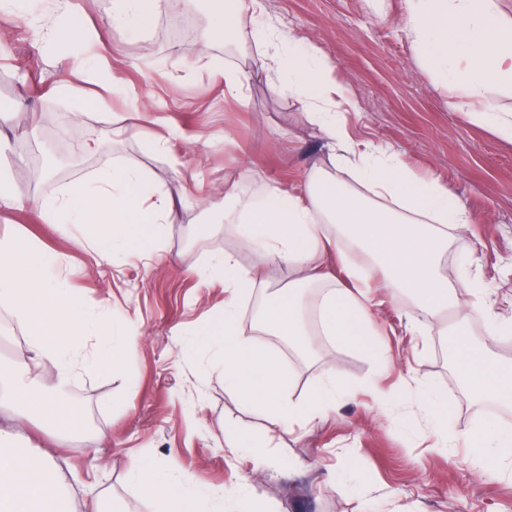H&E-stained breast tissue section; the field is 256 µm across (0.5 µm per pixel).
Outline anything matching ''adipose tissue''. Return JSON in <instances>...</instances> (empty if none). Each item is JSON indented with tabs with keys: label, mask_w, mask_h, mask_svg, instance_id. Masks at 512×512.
<instances>
[{
	"label": "adipose tissue",
	"mask_w": 512,
	"mask_h": 512,
	"mask_svg": "<svg viewBox=\"0 0 512 512\" xmlns=\"http://www.w3.org/2000/svg\"><path fill=\"white\" fill-rule=\"evenodd\" d=\"M410 32L418 52L440 66L451 109L466 113L499 137L512 140V113L501 112L485 98L487 80L512 88V19L501 15L495 0H408ZM257 16L253 36L257 43L272 40L274 31L261 21L260 0H225L212 14L211 33L230 31L243 7ZM163 0H112L107 24L114 32L134 34L161 11ZM64 43H92L87 68L110 61L115 42L99 30L86 29L68 9H61L54 29ZM332 67L316 61L313 48L296 37L288 39V79L271 81L277 92L288 89L310 108L315 125L326 138L330 167L309 170L302 183L287 190L270 187L266 204H258L237 187L224 192V207L215 223L238 227L243 247L253 251L258 265L288 267L295 279L287 297L271 301L256 320L266 336L307 335L300 299L305 288L321 281L327 288L317 308L321 335L365 342L372 334L371 298L366 280L355 269L359 294L329 286V274H312L317 262L342 256L349 248L364 251L390 287L412 295L420 311L439 320L453 340L451 358L461 381L476 399L512 405V364L492 357L486 348L458 332L462 312L484 316L488 333L498 341L512 339V317L494 311L480 280H464L472 299L459 303L441 263L448 250V230L469 223L467 211L446 186L417 183L400 156L380 145L357 143L344 127V113L330 103ZM354 169L368 195L347 190L339 171ZM184 185L171 191L152 188L145 174L120 164L68 187L54 197H31L0 164V202L28 205L46 224L78 245L93 248L96 260L110 262L113 248L125 245L131 232L143 224L167 223L175 197H187ZM60 254L37 247L29 239L0 238V310L21 322L41 366L53 369L50 386L24 384L14 373L0 372V410L29 420L52 434L59 444L75 435L76 411L66 402V389L78 371L99 369L103 359L126 356L137 329L131 319L113 320L111 314L88 307L68 286ZM210 274L224 279V330L219 342L224 383L235 391L242 407L273 422L292 425L326 416L343 394L335 376L320 382L314 396L291 394L293 375L265 347L241 340L234 331L241 299L252 280L232 254L215 255ZM19 429L0 427V512H72L63 471L51 458L33 456L21 448ZM476 442L481 471L506 475L512 471V432L498 426L480 432L465 431ZM130 484L162 501L164 512H221L224 492L202 489L192 479H171L157 465L131 459L126 470Z\"/></svg>",
	"instance_id": "ef3b65f1"
}]
</instances>
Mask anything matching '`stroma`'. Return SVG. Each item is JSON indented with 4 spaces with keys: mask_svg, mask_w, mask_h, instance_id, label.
Here are the masks:
<instances>
[{
    "mask_svg": "<svg viewBox=\"0 0 512 512\" xmlns=\"http://www.w3.org/2000/svg\"><path fill=\"white\" fill-rule=\"evenodd\" d=\"M266 22L314 47L332 65L334 79L357 111L346 128L358 142L398 151L419 178L438 180L469 213L454 230L445 273L462 288L460 257H470L498 312L512 313V142L448 106L440 72L416 52L404 27L405 0H385L376 15L368 0H262ZM211 0H168L144 37H121L122 50L107 71L81 80V102L56 92L79 78L77 59L55 50L54 0H38L34 17L0 23V138L8 142L14 180L33 196H52L115 163L145 170L164 191L188 186L194 201L176 206L163 227L162 256L149 248L115 251L97 265L89 248L75 246L54 226L24 207L0 206V237L24 235L62 253L68 282L85 303L131 316L138 336L133 351L113 370L80 373L67 399L81 411L83 429L71 447H55L30 430L33 455L63 458L75 471L69 495L73 512H157L153 498L125 477L129 456L163 464L172 477L231 489L265 512H512V479L483 474L465 444L452 453L434 449L437 409L423 393L446 400L448 424L478 430L487 423L512 430V409L490 415L459 380L448 339L438 321L414 310L392 289L374 288L376 335L367 346L310 337L306 358L288 354L276 336L267 346L294 375L293 395L315 390L335 374L348 395L326 419L278 425L242 409L220 372H204L206 348L183 352L190 334L210 329L224 305V283L206 273L217 253L236 254L258 284L242 300L240 329L255 331L254 312L285 293L291 275L283 266H258L235 225L208 224V211L224 204L231 180L256 201L269 187L299 185L307 169L326 158L323 138L297 98L274 95L269 81L287 69L277 44H256L249 12L239 14L234 48L211 39ZM210 43L211 66L192 63ZM248 71L241 99L224 92V72ZM115 92H107V85ZM151 106L141 134L123 132L121 118ZM86 118L74 122L73 112ZM172 137L173 153L143 148L147 137ZM100 149L78 162L39 167V139ZM415 320L422 335L406 330ZM26 330L0 314V367L34 366ZM231 428L270 438V464L256 468L224 443ZM94 485L101 500L87 495Z\"/></svg>",
    "mask_w": 512,
    "mask_h": 512,
    "instance_id": "obj_1",
    "label": "stroma"
}]
</instances>
